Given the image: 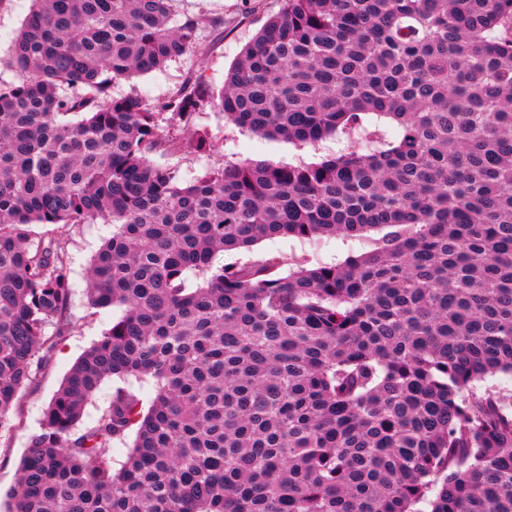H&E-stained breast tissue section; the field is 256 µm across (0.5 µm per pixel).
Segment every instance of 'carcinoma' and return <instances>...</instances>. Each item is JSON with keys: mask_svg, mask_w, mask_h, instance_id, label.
I'll return each instance as SVG.
<instances>
[{"mask_svg": "<svg viewBox=\"0 0 512 512\" xmlns=\"http://www.w3.org/2000/svg\"><path fill=\"white\" fill-rule=\"evenodd\" d=\"M171 0H31L0 84V434L73 328L68 243L112 225L90 309L122 314L75 363L7 512H512V0H283L224 76L162 106L112 81L190 51ZM344 147L187 180L198 108ZM365 239L340 264L263 239ZM244 260L215 264L225 251ZM202 278L188 286V274ZM52 332H47L48 328ZM118 387L78 429L105 379ZM131 439L121 467L109 450Z\"/></svg>", "mask_w": 512, "mask_h": 512, "instance_id": "obj_1", "label": "carcinoma"}]
</instances>
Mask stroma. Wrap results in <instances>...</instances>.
<instances>
[{"instance_id": "35a3bbf8", "label": "stroma", "mask_w": 512, "mask_h": 512, "mask_svg": "<svg viewBox=\"0 0 512 512\" xmlns=\"http://www.w3.org/2000/svg\"><path fill=\"white\" fill-rule=\"evenodd\" d=\"M283 0H173L172 18L181 22L185 17L205 15L222 18V25L203 27L192 51L169 61L163 68L129 80L113 83L112 94L123 97L141 94L153 106L167 101L186 83L204 79L212 91H220L224 75L239 59L243 49L264 26L278 15ZM198 127L211 135L209 148L199 152L152 153L154 162L178 167L185 178H192L205 168L227 161L270 162L279 165L316 163L336 151L334 140L323 141L319 147L300 146L282 139L257 136L227 121L222 111L203 105L196 118ZM51 233L67 238L73 257L71 280L74 284L71 316L73 328L69 335L56 339L53 349L40 365L31 385L23 389L17 408L10 419L14 429L0 437V512H5L4 493L17 480L19 465L28 446L29 436L39 430L43 413L59 390L74 364L121 314L120 308L97 313L86 305V268L103 239L111 236L112 227L100 222L94 224L54 225ZM361 239L325 237L316 242L297 238H275L260 241L259 253L280 255L284 269L295 268L298 261L309 263H343L350 255L366 251Z\"/></svg>"}]
</instances>
